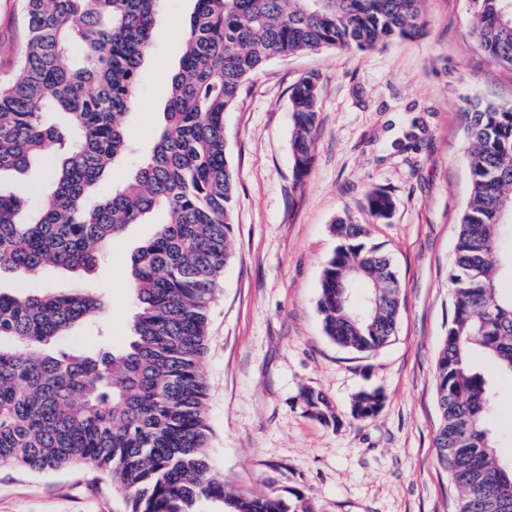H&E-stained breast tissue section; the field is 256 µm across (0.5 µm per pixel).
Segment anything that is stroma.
Listing matches in <instances>:
<instances>
[{
	"label": "stroma",
	"instance_id": "1",
	"mask_svg": "<svg viewBox=\"0 0 512 512\" xmlns=\"http://www.w3.org/2000/svg\"><path fill=\"white\" fill-rule=\"evenodd\" d=\"M191 0H163L152 54L142 69L127 134L148 146L169 97L166 75L181 57ZM423 36L373 50L327 48L277 57L257 70L224 117L234 172L231 260L211 305L208 349L210 458L226 487L304 495L313 512H457L460 492L438 463L435 369L453 302L455 263L466 207L473 142L464 109L479 101L512 107V65L478 45L470 0H423ZM23 0H0V79L25 44ZM320 78L311 163L297 176L291 89ZM302 191H294L295 180ZM373 190L394 208L378 219ZM363 224L387 253L402 288L396 334L371 355L338 347L318 310L325 262L338 222ZM153 225L134 224L89 276L108 301L100 326L77 332L86 351L101 339L124 346L133 312L122 275ZM496 394L489 427L512 462V378L488 374ZM325 395L337 417L306 415L299 395ZM377 390L376 417L351 414L353 396ZM104 473L85 465L37 473L0 469V512H128Z\"/></svg>",
	"mask_w": 512,
	"mask_h": 512
}]
</instances>
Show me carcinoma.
Returning <instances> with one entry per match:
<instances>
[{
    "mask_svg": "<svg viewBox=\"0 0 512 512\" xmlns=\"http://www.w3.org/2000/svg\"><path fill=\"white\" fill-rule=\"evenodd\" d=\"M28 37L13 75L0 82V174L50 164L53 190L37 217L21 212L29 193L0 186V273L41 277L92 273L127 226L167 215L130 254L126 275L135 310L121 349L80 348L74 329L102 317L100 289L76 284L30 294L0 291V468L56 471L80 462L107 472L131 512H312L304 496L288 501L224 487L209 461L208 385L200 370L210 305L231 258L234 176L224 115L255 70L273 57L326 48L374 49L416 39L421 0H194L179 66L153 143L139 158L122 122L136 99L153 46L161 0H24ZM481 47L512 65V0H471ZM79 50L77 62L63 60ZM319 76L290 94L294 190L312 158ZM472 187L449 278L453 316L435 374L440 422L434 445L460 492L459 512H504L512 464L497 454L487 426L495 395L474 354L512 376V274L499 250L498 203L512 200V108L471 103ZM133 159L131 179L99 204L88 192L112 166ZM369 211L393 209L382 191ZM340 240L326 261L318 309L337 345L373 353L391 339L401 283L389 257L369 245L363 224H334ZM376 288L359 298L361 280ZM305 412L334 425L320 392L302 393ZM486 493L474 500L469 489Z\"/></svg>",
    "mask_w": 512,
    "mask_h": 512,
    "instance_id": "obj_1",
    "label": "carcinoma"
}]
</instances>
